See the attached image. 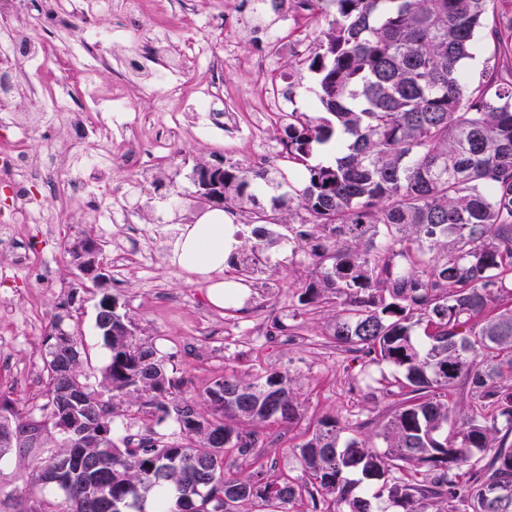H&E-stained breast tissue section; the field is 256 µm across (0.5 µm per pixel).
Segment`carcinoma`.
Segmentation results:
<instances>
[{
    "label": "carcinoma",
    "mask_w": 512,
    "mask_h": 512,
    "mask_svg": "<svg viewBox=\"0 0 512 512\" xmlns=\"http://www.w3.org/2000/svg\"><path fill=\"white\" fill-rule=\"evenodd\" d=\"M498 0H295L312 11L334 12L317 48L304 61L317 79L318 115L288 113L281 153L302 164L307 177L291 187L288 202L300 211L302 230L283 240L273 227L287 223L280 208L259 206L260 189L287 182L272 164L224 168V203L249 213L256 242L240 261L251 272L257 255L288 244L314 266L298 304L334 308L330 336L361 351L369 363H386L399 376L385 394L399 397L377 436L345 438L332 418L318 422L295 448L306 480L296 484L268 474L261 464L224 476V452L246 456L255 427L271 419H297L298 404L286 372L253 381L216 379L201 394L213 419L174 396L176 385L154 348L127 334L129 321L101 311L95 325L110 352L102 381L91 383L76 336L47 334L44 370L54 420L60 392L84 390L85 417L111 425L115 406L99 398L143 395L141 413L152 425L136 444L124 439L105 448L112 469H75L53 484L58 501L32 500L28 512H100L98 485L112 483V512L148 501L154 512H175L177 490L194 483L205 496L197 512H222L260 501L269 512H374L387 498L398 512H512V81L485 65L473 80L466 61L482 37L512 47V19L496 14ZM343 135L349 143L333 159L310 165L314 147ZM422 337H415L416 330ZM470 386L471 412L453 410L454 388ZM173 419L179 432L156 426ZM253 427L248 431L245 426ZM27 425L0 421V457L28 442ZM33 460L30 483L72 456L66 438ZM165 469L161 480L152 474ZM371 481L363 489L348 475Z\"/></svg>",
    "instance_id": "cac0c4a2"
}]
</instances>
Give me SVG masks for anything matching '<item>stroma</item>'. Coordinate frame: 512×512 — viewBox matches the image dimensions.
<instances>
[{
	"instance_id": "stroma-1",
	"label": "stroma",
	"mask_w": 512,
	"mask_h": 512,
	"mask_svg": "<svg viewBox=\"0 0 512 512\" xmlns=\"http://www.w3.org/2000/svg\"><path fill=\"white\" fill-rule=\"evenodd\" d=\"M252 21L248 0H199L198 22L192 26L172 22L157 0H146L136 19L116 8L98 13L100 31L112 36V53L109 67L98 72L96 85L101 94L120 97L128 108L129 122L113 140L112 152L136 151L138 165L129 168L100 158L89 181L99 198L95 207L58 186L33 187L35 205L56 220L52 226L14 219V188L0 180V225L12 228L9 243L0 246V270L6 273L0 279V395L11 399L22 420L39 418L46 401L42 341L57 325L77 336L91 374L100 376L109 351L95 316L106 292L125 313L137 338L164 357L169 375L179 382L178 399L200 405V393L231 372L242 378L268 371L289 373L299 418L262 425L265 446L260 453L270 475L300 482L304 474L293 454L295 446L325 417L336 419L347 437L378 433L397 403L383 391L397 370L337 347L328 334L331 315L326 308H299L297 293L313 270L304 252H290L284 245L268 249L245 277L225 266V280L242 285L245 295L221 308L210 303L204 283L169 260L180 225L195 223L213 208L198 194L197 166L218 157L243 166L255 165L262 155L275 159L288 113L314 110L313 73L304 72L292 83L288 72L316 48L328 24L324 13L282 10L277 23L280 45L274 49L250 39L247 27ZM160 24L168 27L172 51L184 58V76L157 71L139 50ZM16 26L37 41L51 37L58 53L69 49L67 20L47 18L38 0H28L10 14L8 25L0 24V40ZM202 36L218 46L231 44L236 60L213 64L197 44ZM265 56L271 57V68L259 85L245 63ZM184 81L200 88L223 84L226 102L238 111V131L227 133L221 117L195 112L192 100L177 90ZM267 89L276 93L282 112L260 111L258 104ZM16 106L49 115L46 124L27 126L20 135L34 161L49 152L60 169L83 162L84 150L95 141L93 124H80L52 110L39 95L17 101ZM260 123L269 125L271 133L263 143L246 133ZM121 209L130 211L132 231L142 246L151 249L153 259L128 263L119 273L113 251L120 234L107 214ZM89 234L102 244L108 277L103 290L81 281L70 263V244ZM279 321L294 323V330L279 332ZM35 454L32 448H15L0 458V512H26L27 466Z\"/></svg>"
}]
</instances>
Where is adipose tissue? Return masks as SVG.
Returning a JSON list of instances; mask_svg holds the SVG:
<instances>
[{
	"instance_id": "1",
	"label": "adipose tissue",
	"mask_w": 512,
	"mask_h": 512,
	"mask_svg": "<svg viewBox=\"0 0 512 512\" xmlns=\"http://www.w3.org/2000/svg\"><path fill=\"white\" fill-rule=\"evenodd\" d=\"M239 244L233 216L216 209L181 227L171 261L204 283L211 302L221 306L238 295L237 284L224 279V264Z\"/></svg>"
}]
</instances>
